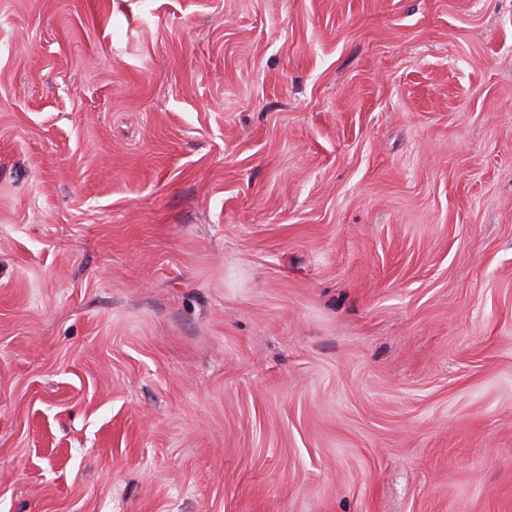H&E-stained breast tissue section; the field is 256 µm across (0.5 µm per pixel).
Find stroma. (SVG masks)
Instances as JSON below:
<instances>
[{"mask_svg": "<svg viewBox=\"0 0 512 512\" xmlns=\"http://www.w3.org/2000/svg\"><path fill=\"white\" fill-rule=\"evenodd\" d=\"M0 512H512V0H0Z\"/></svg>", "mask_w": 512, "mask_h": 512, "instance_id": "stroma-1", "label": "stroma"}]
</instances>
